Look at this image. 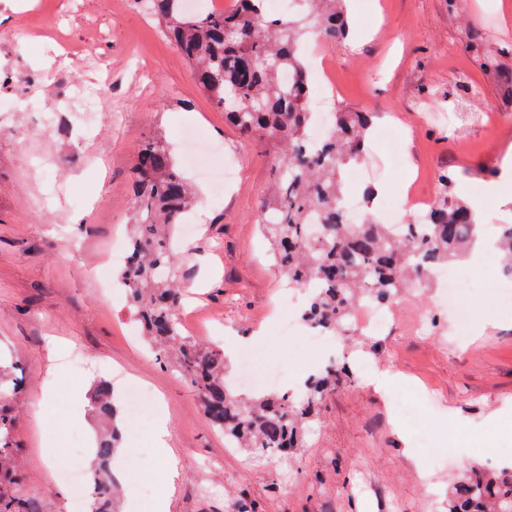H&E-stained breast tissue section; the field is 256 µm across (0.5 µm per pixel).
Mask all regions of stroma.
<instances>
[{
	"mask_svg": "<svg viewBox=\"0 0 512 512\" xmlns=\"http://www.w3.org/2000/svg\"><path fill=\"white\" fill-rule=\"evenodd\" d=\"M0 0V358L18 364L15 440L24 475L16 493L33 512H71L87 487H64L68 438L96 430L90 393L111 381L120 447L112 469L117 512H129L135 487L148 507L145 477L154 458L150 430L160 406L171 415L174 448L183 463L170 512H448L459 476L450 458L501 469L512 465V325L484 274L480 299L463 290L475 312L467 339L452 320L417 331L426 288L391 308L386 328L358 327L333 337L327 351L310 348L304 332L284 336L272 313L290 294L257 223L276 166L260 139L243 138L201 90L187 61L134 0H34L25 11ZM355 25L343 41H312L310 106L320 110L326 62L339 93L334 107L381 114L366 150L350 172L348 199L365 186L408 184L435 195L449 175L459 197L486 224H512V204L485 185L512 149V0H347ZM21 31L27 49L10 40ZM494 66L480 67L477 53ZM477 95L464 93V86ZM198 128L217 145L215 165L234 168L221 197L183 159L181 132ZM150 136L162 138L197 202L186 220L190 238L174 235L181 285L201 283L184 297L191 337L222 350L231 390L263 394L237 381L238 354L284 363L278 395L325 358H368L373 374L330 391L290 457L269 458L228 448L178 371L159 363L140 339V326L110 254L128 240L135 218V154ZM82 212L86 221L71 223ZM62 350L63 376L49 370L51 341ZM110 365L106 376L93 373ZM398 380L377 388L378 374ZM150 396L146 414L126 410L131 387ZM51 400H44L45 392ZM412 404L410 423L394 413L393 397Z\"/></svg>",
	"mask_w": 512,
	"mask_h": 512,
	"instance_id": "obj_1",
	"label": "stroma"
}]
</instances>
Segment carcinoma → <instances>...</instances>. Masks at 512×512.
<instances>
[{
  "instance_id": "cac0c4a2",
  "label": "carcinoma",
  "mask_w": 512,
  "mask_h": 512,
  "mask_svg": "<svg viewBox=\"0 0 512 512\" xmlns=\"http://www.w3.org/2000/svg\"><path fill=\"white\" fill-rule=\"evenodd\" d=\"M148 14L194 67L197 81L224 118L246 137L259 135L272 153L278 180L264 202L258 224L277 266L291 284L307 290L303 322L333 336L345 328L353 307L370 299L388 306L406 289L429 281L432 270L464 254L482 231L472 207L453 194L444 174L437 202L420 219L394 227L371 214L350 224L344 209V172L364 152L376 115L340 109L321 143L308 132L314 113L307 106L308 66L302 43L341 41L350 31L345 0H296L288 15L267 13L264 0H236L222 13L189 14L183 0H149ZM294 73L284 85L279 74ZM136 224L133 254L121 274L130 302L155 355L175 366L197 394L205 416L224 432L232 448L286 454L297 447L304 426L328 391L351 375L333 364L305 383L301 399L267 395L245 400L224 382V352L182 331L176 318L177 264L169 230L179 223L194 195L161 140L137 149ZM497 247L512 274V224L495 225ZM20 390L11 367L0 364V512H21L14 494L21 448L13 432L12 402ZM98 418L115 424L112 385L101 380L91 395ZM116 433L97 443L91 469L92 512H112L110 463ZM448 512H512V469L497 475L470 468L453 485Z\"/></svg>"
}]
</instances>
